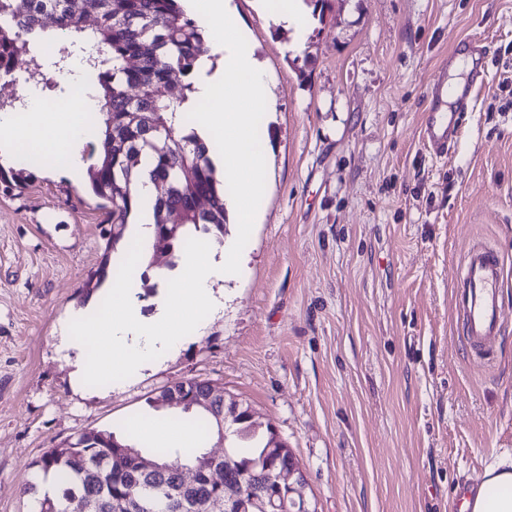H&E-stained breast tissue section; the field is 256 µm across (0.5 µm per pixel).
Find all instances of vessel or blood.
I'll return each mask as SVG.
<instances>
[{
  "label": "vessel or blood",
  "instance_id": "b4317fda",
  "mask_svg": "<svg viewBox=\"0 0 512 512\" xmlns=\"http://www.w3.org/2000/svg\"><path fill=\"white\" fill-rule=\"evenodd\" d=\"M427 108L421 123L420 137L430 154L447 157L457 141L461 115L473 104V89L448 81L447 65L426 87ZM456 102V111H449V102ZM504 283L502 257L482 243L470 246L463 257L459 281L452 291V303L461 318L463 333L476 358H484L499 336L504 311L499 295Z\"/></svg>",
  "mask_w": 512,
  "mask_h": 512
}]
</instances>
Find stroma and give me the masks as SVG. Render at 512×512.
<instances>
[{"label": "stroma", "instance_id": "1", "mask_svg": "<svg viewBox=\"0 0 512 512\" xmlns=\"http://www.w3.org/2000/svg\"><path fill=\"white\" fill-rule=\"evenodd\" d=\"M271 109L268 189L224 308L161 366L75 388L60 327L103 264L107 211L48 154L0 190V512L49 449L155 417L161 390L223 387L272 424L312 512H452L458 485L512 457V0H329L303 34L277 0H235ZM485 79L447 158L419 137L426 85L460 39ZM505 260L488 364L450 303L469 239Z\"/></svg>", "mask_w": 512, "mask_h": 512}]
</instances>
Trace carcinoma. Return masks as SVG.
<instances>
[{"mask_svg": "<svg viewBox=\"0 0 512 512\" xmlns=\"http://www.w3.org/2000/svg\"><path fill=\"white\" fill-rule=\"evenodd\" d=\"M93 18L92 27L86 20ZM42 41L55 44L58 55L84 49L88 42L98 47L84 55L85 63L98 73L95 85L101 112L94 125L102 150L88 167L89 188L109 206L106 247L117 248L136 217V189L147 177L162 182V192L153 203L152 250L176 257L184 252L188 238L203 228L224 234L227 224L228 186L222 182L212 159L213 146L201 138L194 123L186 120L188 102L195 91L190 76L204 55L205 34L188 17L179 0H0V77H11L22 57ZM178 85L174 99L159 94V87ZM32 178L21 170L0 165V184L10 191ZM181 224L171 225L173 215ZM235 415L221 424L224 401L213 406L186 408L183 421L197 430L199 441L192 448H154L150 451L108 430L88 431L65 440L44 453L39 466L54 471L64 485L60 498L45 496L37 501L38 512H65L73 495L100 503L101 512H113L112 502H127L126 512H204L214 488L201 481L185 501L152 494L150 486L175 487L181 482L175 470L153 473L143 469L150 458L167 466L174 462L197 464L207 438L224 431L230 435L229 458L223 492L265 497L271 489L272 471L253 466L265 457L274 460L270 447L275 432L271 425L250 419L249 406L234 400ZM131 449L123 463L114 466L109 456Z\"/></svg>", "mask_w": 512, "mask_h": 512, "instance_id": "cac0c4a2", "label": "carcinoma"}]
</instances>
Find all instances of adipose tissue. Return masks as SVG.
<instances>
[{"instance_id":"ef3b65f1","label":"adipose tissue","mask_w":512,"mask_h":512,"mask_svg":"<svg viewBox=\"0 0 512 512\" xmlns=\"http://www.w3.org/2000/svg\"><path fill=\"white\" fill-rule=\"evenodd\" d=\"M97 108V101L83 99L72 111L57 117V126L51 131L46 128L39 106L22 113L1 112L0 145L11 147L23 141L36 152L46 150L77 157L88 138L86 113ZM132 435L161 448H184L190 442L182 423L170 413L149 423H133ZM466 508L468 512H512V461H500L485 471L478 494Z\"/></svg>"}]
</instances>
